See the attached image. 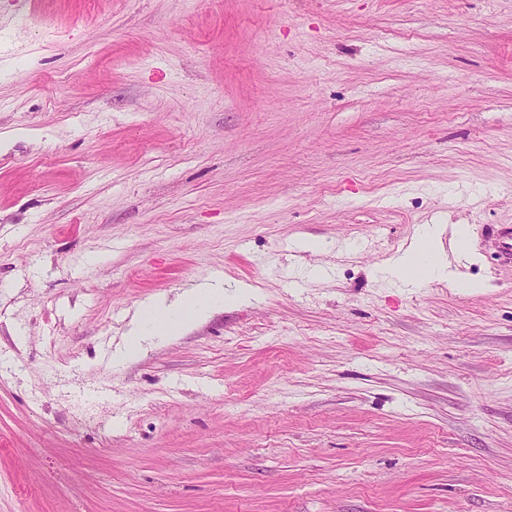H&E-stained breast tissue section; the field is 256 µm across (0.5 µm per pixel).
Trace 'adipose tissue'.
Listing matches in <instances>:
<instances>
[{"label":"adipose tissue","instance_id":"1","mask_svg":"<svg viewBox=\"0 0 512 512\" xmlns=\"http://www.w3.org/2000/svg\"><path fill=\"white\" fill-rule=\"evenodd\" d=\"M439 235L437 228L423 226L414 244L397 255L391 266L393 273L406 284L416 286L431 276L442 274L449 284L458 281L457 272L445 262L434 261L436 242ZM250 296L246 285L239 284L227 290L223 286H196L183 291L175 298L158 297L146 304L141 314L147 322L146 327L132 328L123 348L115 357L123 360L137 355L142 349L146 334L175 335L184 325L198 318L210 306L227 302H243Z\"/></svg>","mask_w":512,"mask_h":512}]
</instances>
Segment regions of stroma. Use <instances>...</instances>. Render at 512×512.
<instances>
[{
    "instance_id": "35a3bbf8",
    "label": "stroma",
    "mask_w": 512,
    "mask_h": 512,
    "mask_svg": "<svg viewBox=\"0 0 512 512\" xmlns=\"http://www.w3.org/2000/svg\"><path fill=\"white\" fill-rule=\"evenodd\" d=\"M7 132L0 512H512V0H0ZM439 230L433 226L424 225L418 232L414 244L393 259L392 272L406 284L417 286L431 276L444 274L448 283L458 282V274L449 263L435 262L432 255L436 253V242ZM429 259L428 263L419 264V256ZM249 296L248 287L238 284L232 290L224 289V285L194 286L172 300L165 296L157 297L146 304L141 311L150 326V332L140 327H133L123 348L116 352L115 358L123 360L137 355L147 335H177L186 323L198 318L202 312L214 304L244 302Z\"/></svg>"
}]
</instances>
